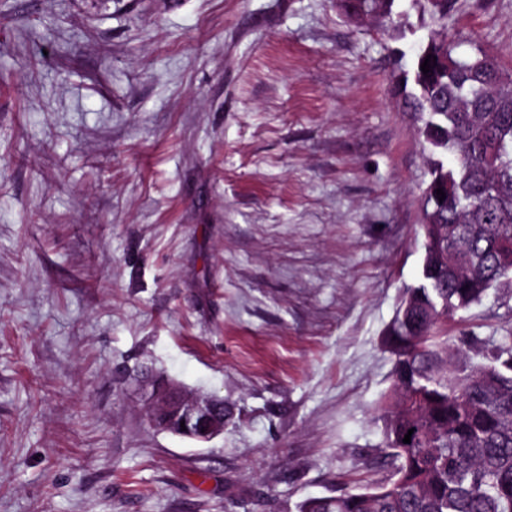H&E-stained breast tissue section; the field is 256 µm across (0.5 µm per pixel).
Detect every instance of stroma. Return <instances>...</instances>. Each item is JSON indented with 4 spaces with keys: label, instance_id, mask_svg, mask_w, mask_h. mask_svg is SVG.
<instances>
[{
    "label": "stroma",
    "instance_id": "obj_1",
    "mask_svg": "<svg viewBox=\"0 0 512 512\" xmlns=\"http://www.w3.org/2000/svg\"><path fill=\"white\" fill-rule=\"evenodd\" d=\"M436 23L336 0H0V512H294L384 482L383 346L428 150L392 88ZM512 68V0H456ZM512 332L494 290L449 322ZM223 398L208 443L141 380Z\"/></svg>",
    "mask_w": 512,
    "mask_h": 512
}]
</instances>
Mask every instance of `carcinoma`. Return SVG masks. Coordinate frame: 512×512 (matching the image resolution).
I'll use <instances>...</instances> for the list:
<instances>
[{
    "instance_id": "cac0c4a2",
    "label": "carcinoma",
    "mask_w": 512,
    "mask_h": 512,
    "mask_svg": "<svg viewBox=\"0 0 512 512\" xmlns=\"http://www.w3.org/2000/svg\"><path fill=\"white\" fill-rule=\"evenodd\" d=\"M396 2L337 0L352 22L402 20ZM407 2L448 28V0ZM461 46V36L434 31L411 73L391 77L431 158L420 279L405 287L383 336L393 380L377 410L390 478L308 497L295 512H512V335L489 348L470 336L467 356L445 331L489 290H512V70Z\"/></svg>"
}]
</instances>
